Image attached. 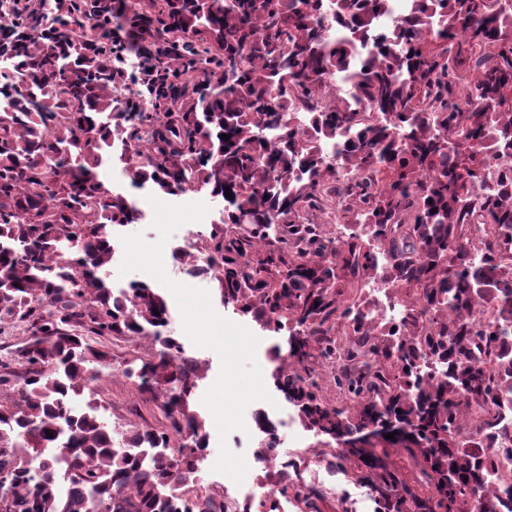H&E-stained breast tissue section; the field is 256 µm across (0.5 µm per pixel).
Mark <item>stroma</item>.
<instances>
[{
  "mask_svg": "<svg viewBox=\"0 0 512 512\" xmlns=\"http://www.w3.org/2000/svg\"><path fill=\"white\" fill-rule=\"evenodd\" d=\"M100 177L106 188L122 192L129 198L135 199L145 214L141 223L113 227L112 234L117 238L139 233L143 235L146 241L154 242L158 240L159 232L153 225L154 211L150 204L151 199L154 198L172 205L205 203L209 212L207 223L199 227L200 232L203 233L209 232L210 220L218 218L222 208L221 202L214 200L208 190L205 189L190 190L180 195H170L159 190L154 192L148 188L135 189L121 167L118 166L104 165L100 170ZM197 286L209 291L216 312L236 324L247 327L259 338L260 343L256 350V361L262 371L265 387L272 396L271 401L257 400L246 407L244 411V430H235L229 433L227 438H220L214 417L203 403L205 393L219 376L220 358L214 351L197 347L191 342L183 329L182 317L176 301H169L170 328L174 336L181 342L185 354L198 359L200 364V378L191 396V405L204 420L209 437L208 454L198 464L197 476L200 483L213 492L223 493L228 478L213 469L219 457V447L223 444L227 445L232 453L244 456L249 467L244 479L245 485L273 489L277 472L282 463L287 460L299 462L300 468L297 476L301 482H308L309 466L307 461L312 457V448L317 445L318 438L312 431L307 430L300 421H297L294 408L288 403L284 395L278 391L273 378L276 367L275 353L279 351L284 353L288 350L287 332L274 333L267 331L251 317L235 313L233 308L224 305L211 279H202L198 281ZM150 347L151 341L145 336H135L112 342L110 346L112 365L110 368L104 369L103 378L98 387L99 398L106 408L105 418L109 423L155 424L158 413L153 404L146 401L144 394H141L135 386L131 385L122 373V364L126 358L148 350ZM264 415L274 422L282 417L288 418L289 425L278 430L282 443L277 447L274 459L270 460L267 465L260 466L256 463L255 454L263 435L258 431L255 419ZM324 478L327 483H330L331 488L327 491L322 489L318 492L317 504L321 512H342L344 507L350 506L358 498H366L368 494L366 487L347 480L343 475L332 469H325Z\"/></svg>",
  "mask_w": 512,
  "mask_h": 512,
  "instance_id": "obj_1",
  "label": "stroma"
}]
</instances>
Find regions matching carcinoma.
I'll list each match as a JSON object with an SVG mask.
<instances>
[{"label": "carcinoma", "instance_id": "obj_1", "mask_svg": "<svg viewBox=\"0 0 512 512\" xmlns=\"http://www.w3.org/2000/svg\"><path fill=\"white\" fill-rule=\"evenodd\" d=\"M387 10L333 0L338 28L324 38L327 0H24L6 13L0 59L16 70L0 69L13 97L0 110V328L30 339L0 359V512H225L196 476L199 362L159 293L119 299L103 277L112 226L139 219L99 179L112 157L135 186L224 201L198 239L209 263L192 270L224 303L288 330L275 384L305 427L343 444L330 465L369 488L375 512H470L475 496L499 512L512 495L498 469L512 454V169L493 188L485 173L512 151V0H415L350 69ZM130 50L145 63L137 76ZM335 72L361 110L331 91ZM291 108L316 113L310 129L292 127ZM343 134L338 161L318 154ZM473 195L478 208L463 204ZM315 212L348 233L327 236ZM381 255L382 282L406 290L398 334L369 317ZM478 304L492 322L476 325ZM134 336L157 348L122 374L151 393L160 428H114L100 405L75 406L102 379L105 344ZM425 360L439 365L426 378ZM290 467L258 512H278L280 496L320 512Z\"/></svg>", "mask_w": 512, "mask_h": 512}]
</instances>
